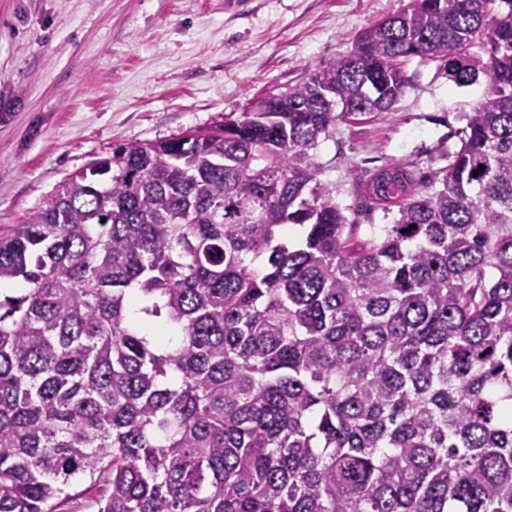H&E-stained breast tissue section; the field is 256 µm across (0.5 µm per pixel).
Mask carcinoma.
Instances as JSON below:
<instances>
[{
	"instance_id": "cac0c4a2",
	"label": "carcinoma",
	"mask_w": 512,
	"mask_h": 512,
	"mask_svg": "<svg viewBox=\"0 0 512 512\" xmlns=\"http://www.w3.org/2000/svg\"><path fill=\"white\" fill-rule=\"evenodd\" d=\"M484 82L362 239L315 150L403 62ZM397 212H392V209ZM0 512H512V0H410L204 134L118 147L0 234ZM157 326L175 344L153 341ZM86 487L87 484H77L75 486L67 488L66 493L72 495L73 498L69 499L72 501H70L68 504H65V506H61L60 511L74 510L80 512H96L97 507L95 504V500L99 495V490L97 489L91 491H84ZM70 506L75 507L70 509Z\"/></svg>"
}]
</instances>
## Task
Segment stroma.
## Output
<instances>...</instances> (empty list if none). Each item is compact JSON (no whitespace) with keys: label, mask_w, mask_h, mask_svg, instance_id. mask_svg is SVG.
Here are the masks:
<instances>
[{"label":"stroma","mask_w":512,"mask_h":512,"mask_svg":"<svg viewBox=\"0 0 512 512\" xmlns=\"http://www.w3.org/2000/svg\"><path fill=\"white\" fill-rule=\"evenodd\" d=\"M409 0H0V232L120 146L238 118L350 53L367 23ZM393 110L337 122L317 155L362 233L383 223L365 186L376 169L456 150L482 96L411 59Z\"/></svg>","instance_id":"35a3bbf8"}]
</instances>
